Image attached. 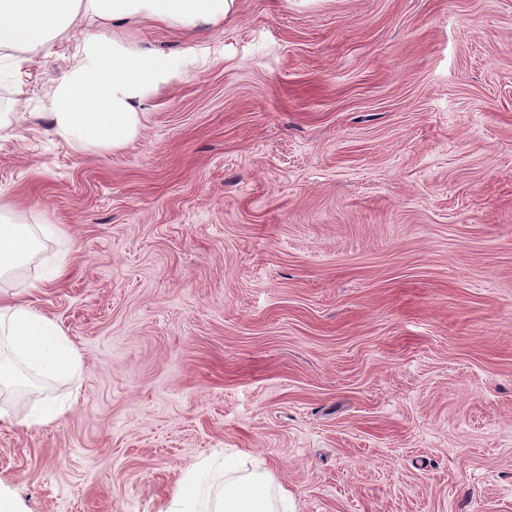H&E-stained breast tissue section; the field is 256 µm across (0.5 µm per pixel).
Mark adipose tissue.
<instances>
[{
	"label": "adipose tissue",
	"instance_id": "1",
	"mask_svg": "<svg viewBox=\"0 0 512 512\" xmlns=\"http://www.w3.org/2000/svg\"><path fill=\"white\" fill-rule=\"evenodd\" d=\"M235 8L236 0H0V48L46 39L82 13L106 22L148 17L194 27L220 24ZM178 77L165 60L103 34L91 36L82 60L55 89V129L80 146L121 147L142 127L146 88ZM61 233L54 224L37 230L0 213V279L27 259L37 235ZM79 367L78 354L55 320L27 303L0 298V391L38 389ZM173 512H288V493L259 472L225 478L218 491L202 469L178 495Z\"/></svg>",
	"mask_w": 512,
	"mask_h": 512
}]
</instances>
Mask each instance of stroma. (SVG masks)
<instances>
[{"mask_svg":"<svg viewBox=\"0 0 512 512\" xmlns=\"http://www.w3.org/2000/svg\"><path fill=\"white\" fill-rule=\"evenodd\" d=\"M98 32L210 49L119 149L50 118ZM0 200L64 229L0 288L82 355L0 396L14 512H168L205 461L292 512H512V0L78 16L0 49ZM46 395L67 412L26 426Z\"/></svg>","mask_w":512,"mask_h":512,"instance_id":"35a3bbf8","label":"stroma"}]
</instances>
